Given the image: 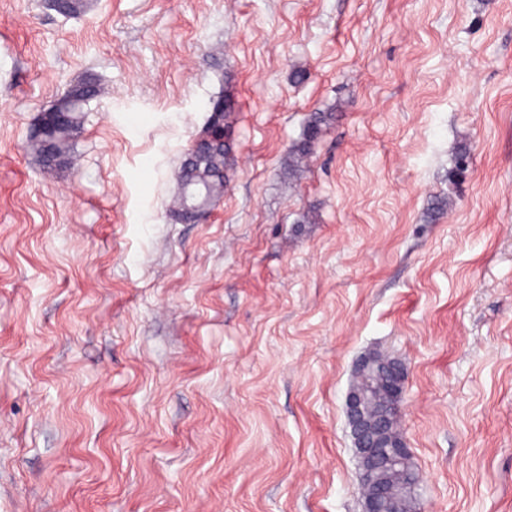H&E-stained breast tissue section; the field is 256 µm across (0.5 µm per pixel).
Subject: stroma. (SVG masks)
Returning a JSON list of instances; mask_svg holds the SVG:
<instances>
[{
  "instance_id": "35a3bbf8",
  "label": "stroma",
  "mask_w": 512,
  "mask_h": 512,
  "mask_svg": "<svg viewBox=\"0 0 512 512\" xmlns=\"http://www.w3.org/2000/svg\"><path fill=\"white\" fill-rule=\"evenodd\" d=\"M225 94L224 195L175 221ZM369 353L421 512H512V0H0V512H361ZM88 77L70 85L53 102L56 113L46 122V135L29 140L26 150L43 163L49 164L55 154L67 158L72 163V149L83 125L84 107L99 93V86L87 80ZM329 119V116L323 115L322 113L314 114L307 126L306 138L299 146L296 147L294 151L296 163L302 162L308 157L310 154L311 141L314 140L322 130V124H325ZM358 370L377 372L391 381L388 400L378 412L368 406L364 393L352 385L346 401L347 421L356 455L361 461L362 512H394L387 495L382 475L375 467V457L385 453L392 462H401L412 457L410 448L402 436L397 439L385 434V427L391 415H401L407 375L404 367L378 354L366 355L358 364ZM364 488L368 491L364 492Z\"/></svg>"
}]
</instances>
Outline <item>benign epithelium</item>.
Instances as JSON below:
<instances>
[{"mask_svg":"<svg viewBox=\"0 0 512 512\" xmlns=\"http://www.w3.org/2000/svg\"><path fill=\"white\" fill-rule=\"evenodd\" d=\"M200 193V186L186 184L184 197L187 214L194 221L203 218L207 213L206 209L195 205ZM358 370L377 372L391 381L388 400L379 411H371L366 395L354 388L348 393L346 407L353 447L362 466V512H392L394 507L387 495L384 479L375 467V457L384 453L392 462H401L412 457V452L403 438L393 439L385 434L390 416L402 413L407 375L400 363L377 354L365 356L358 364Z\"/></svg>","mask_w":512,"mask_h":512,"instance_id":"1","label":"benign epithelium"}]
</instances>
